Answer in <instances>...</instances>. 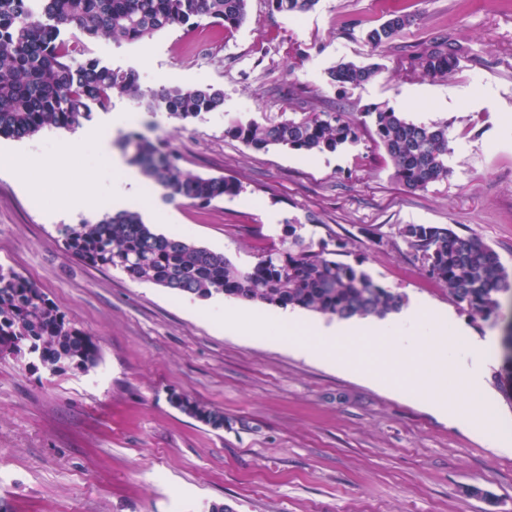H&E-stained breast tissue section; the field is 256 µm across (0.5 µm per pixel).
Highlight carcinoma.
Masks as SVG:
<instances>
[{
  "instance_id": "obj_1",
  "label": "carcinoma",
  "mask_w": 512,
  "mask_h": 512,
  "mask_svg": "<svg viewBox=\"0 0 512 512\" xmlns=\"http://www.w3.org/2000/svg\"><path fill=\"white\" fill-rule=\"evenodd\" d=\"M250 0H0V138L24 139L44 130L79 126L91 107L107 110L124 98L149 112L186 121L224 110V89L212 84L143 86L139 72L97 58L90 43L101 36L115 43L141 41L157 32L192 28L204 20L230 31L249 15ZM319 0H268L286 15L307 13ZM415 21L392 12L367 33L373 48H386ZM462 47L444 30L404 49L402 60L423 76L445 78L457 66ZM383 70L379 63L341 62L327 71L332 84L360 85ZM298 112L281 120H232L224 135L254 150L271 147L306 153H334L360 141L370 130L393 168L394 178L411 190L448 180L451 153L448 125L415 123L391 107L358 113L317 104L314 97L288 86ZM120 147L129 163L165 191V198L208 206L240 191L227 177L185 173L165 144L141 135L125 137ZM288 223V247L267 252L254 263H235L222 253L177 236L157 233L136 211L107 213L95 223L61 229L65 251L94 266L119 269L184 297L222 295L241 302L351 319L384 317L400 310L406 296L379 285L357 266L338 259L345 248L312 242ZM398 235L421 260L428 278L468 312L497 320L500 296L512 290V272L480 238L451 226L403 224ZM32 349V364L55 376L88 372L100 360L96 339L71 324L40 288L11 268L0 266V353ZM171 405L214 430L224 428V412L186 395Z\"/></svg>"
}]
</instances>
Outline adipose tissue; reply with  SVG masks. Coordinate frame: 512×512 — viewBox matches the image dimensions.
<instances>
[{"instance_id":"1","label":"adipose tissue","mask_w":512,"mask_h":512,"mask_svg":"<svg viewBox=\"0 0 512 512\" xmlns=\"http://www.w3.org/2000/svg\"><path fill=\"white\" fill-rule=\"evenodd\" d=\"M123 122V116L116 114L113 115L108 123L78 130L71 138L60 142L53 155H21L16 157L13 161V177L15 181L27 190L35 193L39 192V185L29 178V171L32 167H41L47 177H56L65 167L71 151L84 142L91 141L97 145L105 161L113 164L114 168L119 169L121 173L122 184L112 197L113 211L117 212L127 209L129 204L138 195L140 177L136 171L124 166L120 158L114 155L112 151V139Z\"/></svg>"}]
</instances>
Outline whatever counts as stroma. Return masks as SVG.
<instances>
[{"label": "stroma", "mask_w": 512, "mask_h": 512, "mask_svg": "<svg viewBox=\"0 0 512 512\" xmlns=\"http://www.w3.org/2000/svg\"><path fill=\"white\" fill-rule=\"evenodd\" d=\"M389 8L416 21L378 54L366 33ZM438 29L462 47L455 70L443 80L406 70L400 47ZM92 50L152 87L224 90L223 111L188 122L124 99L91 114L96 124L131 112L121 135L163 140L185 172L240 184L239 194L202 207L167 201L142 182L135 208L150 211L156 232L253 263L280 247L296 218L305 239L345 241V261L383 287L434 305L473 336L506 338L512 298L498 324L471 316L427 278L397 228L452 225L488 243L512 271V0H319L296 17L250 0L248 20L229 32L204 25L122 45L101 37ZM343 61L385 69L340 87L326 72ZM290 85L325 107L388 106L416 123L447 124L448 180L405 188L366 134L326 154L257 151L225 137L230 118L288 117ZM68 135L0 138V265L95 336L101 359L90 372L55 376L0 360V512H208L223 502L234 512H512V454L486 448L418 397L226 333L214 299L184 298L69 256L59 230L111 210L112 170L81 145L59 182L90 185L98 207L62 217L57 182H44L35 199L9 173L15 153L52 154ZM310 213L317 223H305ZM488 370L483 396L512 426V400L493 378L512 375V355L500 350ZM174 392L223 409L224 429L173 408Z\"/></svg>", "instance_id": "35a3bbf8"}]
</instances>
